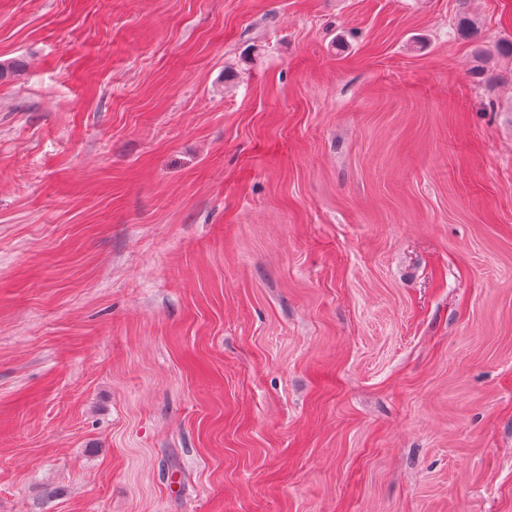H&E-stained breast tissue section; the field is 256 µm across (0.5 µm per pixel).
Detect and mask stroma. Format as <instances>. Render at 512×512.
Returning <instances> with one entry per match:
<instances>
[{
	"instance_id": "1",
	"label": "stroma",
	"mask_w": 512,
	"mask_h": 512,
	"mask_svg": "<svg viewBox=\"0 0 512 512\" xmlns=\"http://www.w3.org/2000/svg\"><path fill=\"white\" fill-rule=\"evenodd\" d=\"M510 41L0 0V512H512Z\"/></svg>"
}]
</instances>
